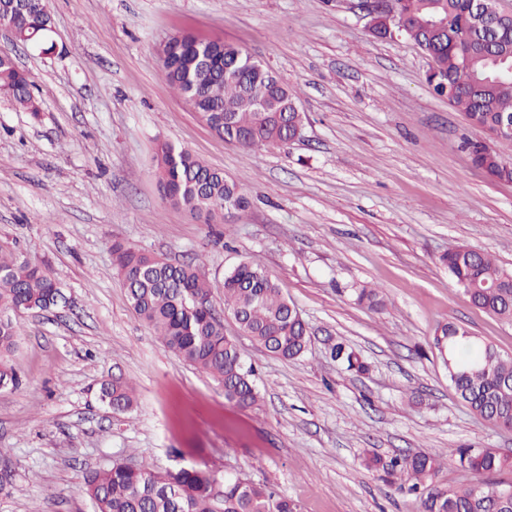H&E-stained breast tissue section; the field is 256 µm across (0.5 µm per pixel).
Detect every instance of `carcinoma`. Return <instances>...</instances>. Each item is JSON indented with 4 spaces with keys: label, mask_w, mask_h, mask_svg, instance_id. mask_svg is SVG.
Masks as SVG:
<instances>
[{
    "label": "carcinoma",
    "mask_w": 512,
    "mask_h": 512,
    "mask_svg": "<svg viewBox=\"0 0 512 512\" xmlns=\"http://www.w3.org/2000/svg\"><path fill=\"white\" fill-rule=\"evenodd\" d=\"M0 18L29 41L44 45L51 25L49 0H0ZM444 22L429 27L432 19ZM404 22L402 34L429 58L433 74L427 78L433 91L468 118L484 134L466 140L474 167L495 181H512V163L495 148L499 130L512 117V79H498L512 64V18L504 17L480 32L483 49L473 47L477 32L471 0H387L386 14L373 26V36L385 38L394 22ZM165 80L197 112L208 128L228 142L242 137L240 147L287 146L304 117L288 113V124L272 113L261 115L253 103L263 98L277 107L283 99L297 100L277 75L257 69L251 56L221 41H199L187 35L172 36L164 49ZM0 51V95L36 116L37 100L29 77ZM156 175L163 196L209 222L224 215L232 200L243 209L247 199L240 187L185 148L161 144L156 152ZM113 264L127 290L132 310L153 328L163 345L189 365L209 374L224 386V398L241 409L257 404L254 367L243 358L236 343L224 336V324L212 305L213 285L190 265L176 266L117 242ZM461 286L470 304L500 321L512 324V270L498 265L488 254L460 246L440 257ZM224 309L239 320V328L270 354L294 360L307 350L309 331L276 281L262 268L243 261L224 275ZM60 291L46 264L0 250V389H17L21 376L10 363L20 333L15 316L29 311H49ZM357 299L368 307L384 305L380 291L362 288ZM447 347L448 382L476 416L512 430V355L500 353L491 343L462 325L446 323L436 328L433 347ZM330 353L349 370L364 373L368 365L342 342ZM101 401L115 413L133 406L131 387L119 378L101 387ZM457 467L473 482L438 487L434 479L442 466L433 453L395 455L375 453L363 459L366 470L380 473L398 489L420 494L422 512H512V486L496 475L512 471V456L497 448H456ZM413 480L409 486L403 478ZM85 493L94 512H301L297 501L266 485L226 476L219 480L198 467L156 471L148 464L128 467L114 464L92 472Z\"/></svg>",
    "instance_id": "cac0c4a2"
}]
</instances>
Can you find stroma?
<instances>
[{
  "mask_svg": "<svg viewBox=\"0 0 512 512\" xmlns=\"http://www.w3.org/2000/svg\"><path fill=\"white\" fill-rule=\"evenodd\" d=\"M356 0H50L54 48L10 43L39 114L0 97V248L38 259L67 303L20 315L0 391V512H94L90 471L115 463L237 474L302 512H422L361 464L436 451L443 486L470 483L449 452L512 453V431L475 417L431 346L456 322L512 355V324L467 301L440 257L465 245L512 268V183L463 147L476 130L437 96L430 61L404 36H371ZM188 33L247 51L298 90L303 135L251 152L215 135L164 79L160 46ZM168 142L222 169L245 209L204 222L166 200ZM189 263L214 287L224 333L255 368L258 406L239 409L210 375L167 350L131 309L113 242ZM247 260L273 275L311 332L285 360L224 310V275ZM381 289L384 308L357 301ZM342 341L369 364L347 371ZM126 380L112 413L102 384ZM101 401L110 407L113 413H125L133 406V392L131 387L120 378L112 379L101 387Z\"/></svg>",
  "mask_w": 512,
  "mask_h": 512,
  "instance_id": "1",
  "label": "stroma"
}]
</instances>
